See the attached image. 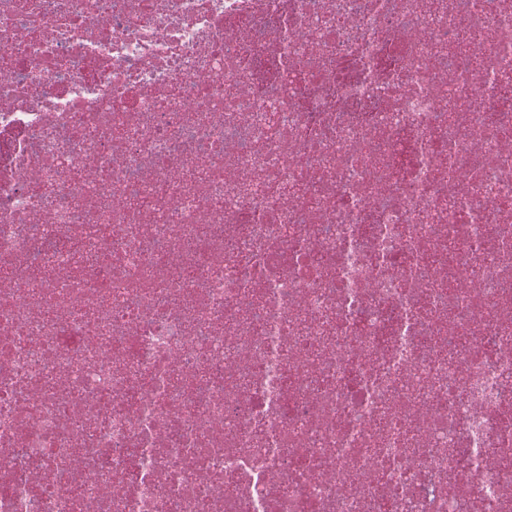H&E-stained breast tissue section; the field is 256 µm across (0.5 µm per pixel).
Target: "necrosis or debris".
<instances>
[{
  "label": "necrosis or debris",
  "instance_id": "4bbe7bcc",
  "mask_svg": "<svg viewBox=\"0 0 512 512\" xmlns=\"http://www.w3.org/2000/svg\"><path fill=\"white\" fill-rule=\"evenodd\" d=\"M0 512H512V0H0Z\"/></svg>",
  "mask_w": 512,
  "mask_h": 512
}]
</instances>
